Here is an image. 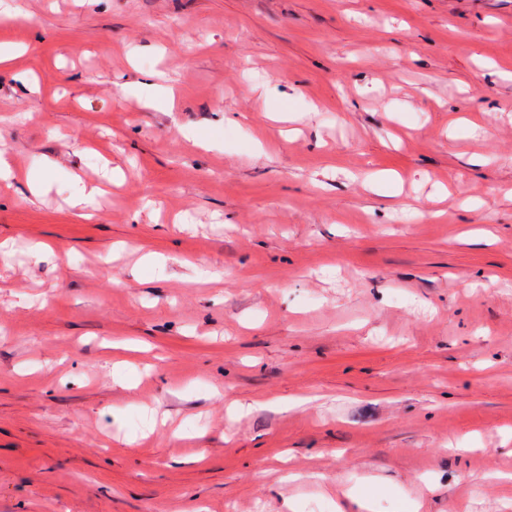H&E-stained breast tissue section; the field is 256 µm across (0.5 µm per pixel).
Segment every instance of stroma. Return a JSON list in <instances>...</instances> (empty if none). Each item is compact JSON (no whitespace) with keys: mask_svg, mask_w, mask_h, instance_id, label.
Masks as SVG:
<instances>
[{"mask_svg":"<svg viewBox=\"0 0 512 512\" xmlns=\"http://www.w3.org/2000/svg\"><path fill=\"white\" fill-rule=\"evenodd\" d=\"M0 4V512H512V0Z\"/></svg>","mask_w":512,"mask_h":512,"instance_id":"35a3bbf8","label":"stroma"}]
</instances>
